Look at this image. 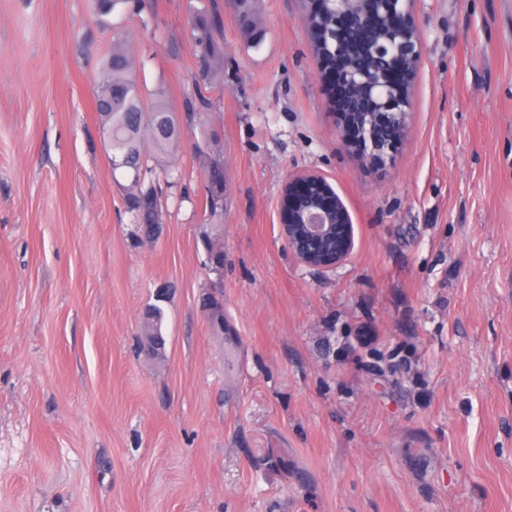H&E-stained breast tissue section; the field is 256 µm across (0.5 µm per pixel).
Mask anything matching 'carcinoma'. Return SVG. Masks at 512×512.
I'll use <instances>...</instances> for the list:
<instances>
[{
    "label": "carcinoma",
    "instance_id": "1",
    "mask_svg": "<svg viewBox=\"0 0 512 512\" xmlns=\"http://www.w3.org/2000/svg\"><path fill=\"white\" fill-rule=\"evenodd\" d=\"M141 0H94L95 24L112 34V52L104 61L101 79L95 88L101 132L112 172L122 171L130 183L124 197L125 207L138 224L161 223L163 187H171L175 168L157 171L150 162L165 152L179 137L181 122L193 123L209 110L211 100L197 87L181 118L165 105L161 94L146 92L135 78V62L124 50L123 29L110 17L123 19L138 12ZM189 36L198 59L202 80L216 76V63L222 59L219 42L220 21L205 0L189 3ZM195 150L210 161L204 171L207 193L203 201V219L207 224H220L224 219V166L221 164L219 141L214 130L202 131ZM163 177V182H145L146 176ZM209 326L216 335L224 334L223 308L218 299L209 296ZM163 312L152 307L147 312V335L161 336Z\"/></svg>",
    "mask_w": 512,
    "mask_h": 512
}]
</instances>
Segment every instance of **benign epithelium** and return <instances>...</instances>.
Segmentation results:
<instances>
[{
    "instance_id": "obj_1",
    "label": "benign epithelium",
    "mask_w": 512,
    "mask_h": 512,
    "mask_svg": "<svg viewBox=\"0 0 512 512\" xmlns=\"http://www.w3.org/2000/svg\"><path fill=\"white\" fill-rule=\"evenodd\" d=\"M332 16L331 49L356 46L343 70L348 90V108L361 115L368 131L378 126L379 117L396 134H402L410 114L409 90H404L399 107L389 112V92L375 89L364 97L355 88L364 86L368 71L381 75L402 71L413 82L421 59V43L413 25L414 0H336ZM280 224L289 248L306 266L318 271L334 268L349 255L354 227L349 211L327 178L318 173H291L281 193Z\"/></svg>"
}]
</instances>
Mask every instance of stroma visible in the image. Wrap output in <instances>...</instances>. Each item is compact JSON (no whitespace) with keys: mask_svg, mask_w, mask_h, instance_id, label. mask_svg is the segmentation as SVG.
Segmentation results:
<instances>
[{"mask_svg":"<svg viewBox=\"0 0 512 512\" xmlns=\"http://www.w3.org/2000/svg\"><path fill=\"white\" fill-rule=\"evenodd\" d=\"M212 7L224 221H201L185 125L150 243L100 137L92 0H0V512H512V0H415L412 112L379 172L341 136L298 0H254L257 46L232 0ZM122 26L138 81L182 112L188 0ZM303 171L354 225L325 272L281 234Z\"/></svg>","mask_w":512,"mask_h":512,"instance_id":"1","label":"stroma"}]
</instances>
